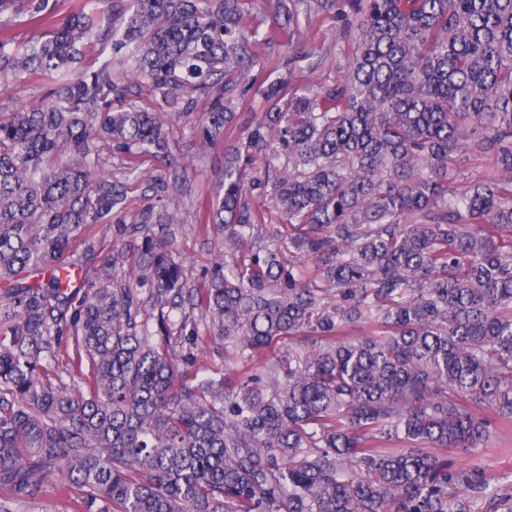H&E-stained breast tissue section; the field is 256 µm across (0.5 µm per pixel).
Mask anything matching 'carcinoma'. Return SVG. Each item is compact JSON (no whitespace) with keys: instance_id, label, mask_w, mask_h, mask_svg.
Listing matches in <instances>:
<instances>
[{"instance_id":"1","label":"carcinoma","mask_w":512,"mask_h":512,"mask_svg":"<svg viewBox=\"0 0 512 512\" xmlns=\"http://www.w3.org/2000/svg\"><path fill=\"white\" fill-rule=\"evenodd\" d=\"M106 2L0 0V82L46 89L0 112V489L60 477L77 512H512V482L434 452L489 441L480 409L512 423V0ZM20 12L45 35L18 41ZM327 19L343 75L296 86L331 57L300 41ZM201 102L224 194L192 225L195 279L176 208L113 220L131 186L166 192L173 120ZM464 153L505 175L452 186ZM98 224L89 269L74 243L101 253ZM198 354L200 364L205 368L200 376L211 375L213 367H220L222 359L220 354H224V348H222L219 340L209 339L207 344H203L202 350L196 352Z\"/></svg>"}]
</instances>
